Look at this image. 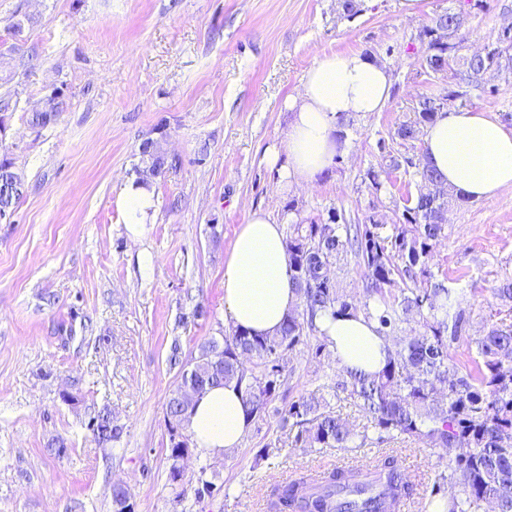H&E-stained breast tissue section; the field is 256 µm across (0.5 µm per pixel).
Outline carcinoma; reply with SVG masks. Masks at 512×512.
<instances>
[{"instance_id": "1", "label": "carcinoma", "mask_w": 512, "mask_h": 512, "mask_svg": "<svg viewBox=\"0 0 512 512\" xmlns=\"http://www.w3.org/2000/svg\"><path fill=\"white\" fill-rule=\"evenodd\" d=\"M455 14L448 10L435 15L422 32L425 43L422 63L429 70L448 78L447 91L460 84L467 90L460 97L465 104L472 92L484 91L482 73L501 66V57L512 58V36L499 37L481 55L466 53L467 33L459 31L448 41L439 28H454ZM442 94L420 93L412 100L413 119L401 123L397 138L417 140L438 113ZM55 98L31 115L30 123L44 127L54 120ZM149 149L140 152L142 162L162 176L175 167L158 142L146 139ZM415 168L417 191L402 199L401 223L387 226L369 216L362 221L346 218L336 210L325 222L297 224L286 242L289 266L300 304L288 313L273 335L259 336L235 328L223 342L210 339L199 353L182 366L180 381H186L192 368L199 392L233 382L242 393L248 423L265 420L288 371V354L318 332L315 317L329 310L332 315L362 314L374 318L379 333L396 338L384 366L374 374L345 370L336 379L333 396L343 392L359 407L365 423L348 424L333 411L330 401L314 392L292 403L281 416L286 424L297 419L302 430L295 444L302 448H361L372 441L370 433L417 440L430 449L464 448L448 459L446 512H483L492 502L496 512H512V322L492 325L474 341V367L459 366L450 344L465 340L466 310L455 307V295L430 267L434 249L446 237L448 204L461 198L446 192L443 197L426 190L441 182L427 162L410 163ZM401 163L390 157L388 168H370L365 173L371 187L380 190L389 169ZM23 178L7 159L0 160V218L16 207L22 195ZM365 271L362 297L350 301L341 289L321 277L344 258ZM403 284L399 292L393 287ZM414 322L411 333L402 334L403 325ZM192 404L172 393L167 403L168 423L181 433L169 434L170 482L175 499L181 489L184 471L178 465L180 453L191 451L184 421ZM95 442L110 444L120 438L122 427L115 424L111 411L102 408L88 421ZM376 474L384 494L408 500L416 485L407 478L398 458L385 453L376 459ZM319 493L304 490L308 478L301 476L272 487L271 512H371L377 503L375 489L356 468H335L324 474ZM129 488L112 490V512H133Z\"/></svg>"}]
</instances>
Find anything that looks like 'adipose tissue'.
<instances>
[{"label":"adipose tissue","instance_id":"1","mask_svg":"<svg viewBox=\"0 0 512 512\" xmlns=\"http://www.w3.org/2000/svg\"><path fill=\"white\" fill-rule=\"evenodd\" d=\"M391 87L390 70L376 59L360 53L321 57L305 75L302 93L286 104L293 119L285 150L271 149L267 163L283 165L287 185L313 183L336 155L348 150L338 135L339 122L381 111ZM423 141L427 162L456 196L478 201L512 187V131L486 113L469 108L439 112L425 127ZM119 198L130 233L140 237L155 220L150 185L126 181ZM299 302L283 224L271 221L265 212L252 213L236 232L224 261L225 319L253 333L271 335ZM315 323L342 369L373 373L384 365L390 345L375 321L322 313ZM187 429L201 456L217 457L239 447L248 423L237 387L230 383L199 397Z\"/></svg>","mask_w":512,"mask_h":512}]
</instances>
